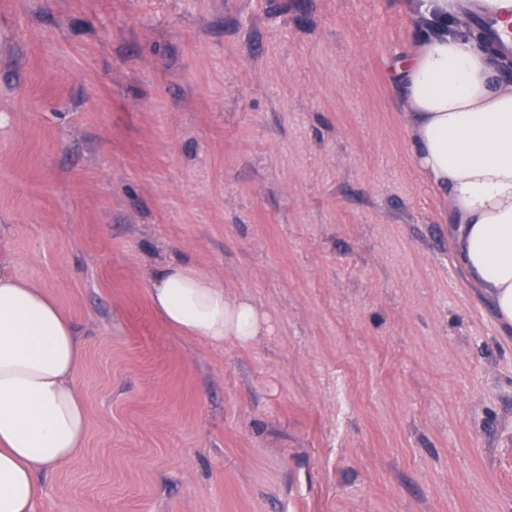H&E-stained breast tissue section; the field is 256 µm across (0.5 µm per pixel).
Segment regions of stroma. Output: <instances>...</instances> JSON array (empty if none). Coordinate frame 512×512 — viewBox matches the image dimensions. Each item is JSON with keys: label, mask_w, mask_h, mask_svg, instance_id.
Returning a JSON list of instances; mask_svg holds the SVG:
<instances>
[{"label": "stroma", "mask_w": 512, "mask_h": 512, "mask_svg": "<svg viewBox=\"0 0 512 512\" xmlns=\"http://www.w3.org/2000/svg\"><path fill=\"white\" fill-rule=\"evenodd\" d=\"M406 0H0V256L85 345L39 512H512V329L413 157ZM268 330L214 348L172 261ZM149 299L170 327L214 348L223 347L227 337L246 345L267 322L250 300L226 296L209 277L181 262L157 273Z\"/></svg>", "instance_id": "35a3bbf8"}]
</instances>
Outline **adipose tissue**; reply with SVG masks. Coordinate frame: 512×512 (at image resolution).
Instances as JSON below:
<instances>
[{"instance_id": "ef3b65f1", "label": "adipose tissue", "mask_w": 512, "mask_h": 512, "mask_svg": "<svg viewBox=\"0 0 512 512\" xmlns=\"http://www.w3.org/2000/svg\"><path fill=\"white\" fill-rule=\"evenodd\" d=\"M474 10L507 18L512 0H415L424 35L398 73L417 165L448 192L458 262L512 327V83L498 76L500 54L470 35ZM149 299L170 327L215 348L228 337L248 344L266 323L250 300L181 262L157 273ZM83 361L59 304L0 259V512H39L37 474L83 447Z\"/></svg>"}]
</instances>
